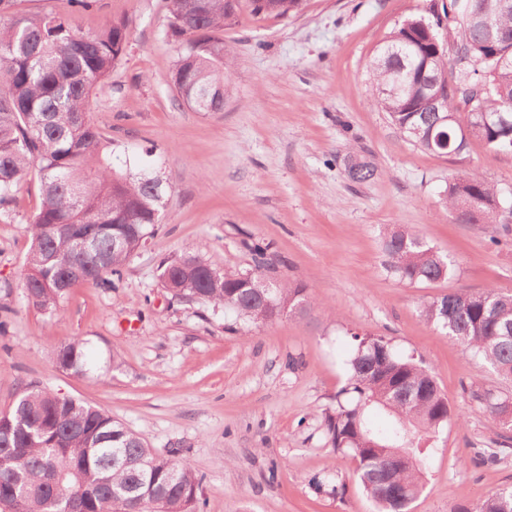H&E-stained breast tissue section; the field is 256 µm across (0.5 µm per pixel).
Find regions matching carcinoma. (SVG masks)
Listing matches in <instances>:
<instances>
[{
    "mask_svg": "<svg viewBox=\"0 0 512 512\" xmlns=\"http://www.w3.org/2000/svg\"><path fill=\"white\" fill-rule=\"evenodd\" d=\"M302 0H168L165 37L178 44L171 83L197 112L224 109L229 49L219 33L250 14L286 16ZM0 0V206L37 170L41 197L30 221L31 244L22 288L28 304L60 311V288L72 269L83 282L114 288L129 258L162 223L163 179L118 172L106 139L88 118L97 91L111 85L130 32L124 22L95 34L74 31L56 12L21 15ZM459 62L457 86L443 111H430L419 76H437ZM372 90L395 129L439 156H460L470 141L512 152V0H448L441 10L404 20L371 64ZM471 129L468 138L461 127ZM446 206L464 224H498L512 213V193L472 170L448 182ZM386 271L402 283L433 284L456 264L413 228L383 230ZM252 268L221 271L187 251L163 265L162 284L188 303L232 311L241 325L304 315L315 304L300 286L268 276L271 245H249ZM421 316L459 341L475 359L512 381V291L450 292L423 302ZM346 381L336 406L323 411L331 447L356 462L354 480L376 512H409L423 492L429 442L451 409L422 362L399 354L383 336L350 333ZM56 363L83 371V343L58 347ZM469 397L499 421L494 461L512 448V392L474 383ZM203 477L186 460L150 447L106 412L31 385L0 413V504L15 512H199ZM457 512H512V485L461 504Z\"/></svg>",
    "mask_w": 512,
    "mask_h": 512,
    "instance_id": "1",
    "label": "carcinoma"
}]
</instances>
